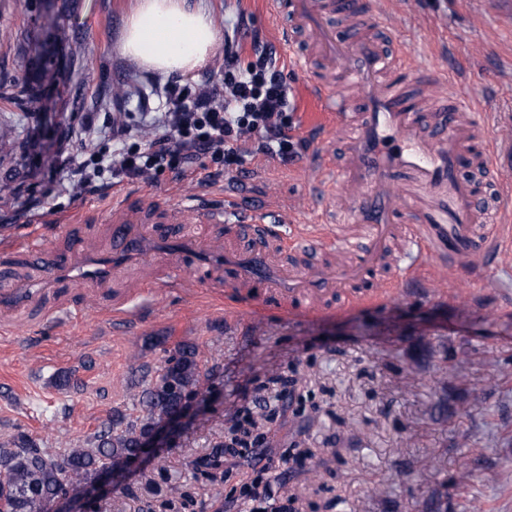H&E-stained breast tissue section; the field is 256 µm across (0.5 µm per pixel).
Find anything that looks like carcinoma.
Listing matches in <instances>:
<instances>
[{
  "label": "carcinoma",
  "instance_id": "obj_1",
  "mask_svg": "<svg viewBox=\"0 0 512 512\" xmlns=\"http://www.w3.org/2000/svg\"><path fill=\"white\" fill-rule=\"evenodd\" d=\"M215 370L204 374L214 375ZM194 347L182 345L164 360L156 378L133 397L135 419L117 412L94 433L86 447L54 455L24 432L0 443V472L9 487L12 512H49V504L69 492L82 495L109 467L137 455L158 424L182 409L198 393L202 376Z\"/></svg>",
  "mask_w": 512,
  "mask_h": 512
}]
</instances>
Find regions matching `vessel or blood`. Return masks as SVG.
I'll return each instance as SVG.
<instances>
[{
    "mask_svg": "<svg viewBox=\"0 0 512 512\" xmlns=\"http://www.w3.org/2000/svg\"><path fill=\"white\" fill-rule=\"evenodd\" d=\"M254 6L280 19L271 40L296 76L299 130L316 144L305 160L311 172L305 189L319 197L326 183L336 184L346 197L344 220L360 227L341 241L352 256L336 270L335 280L354 287L346 304L377 303L409 278L410 269H385L398 222L412 224L407 248L419 263L429 254L457 264L493 252L497 238L471 215L482 191L498 190L499 173L512 168V147L497 146L480 120L462 124L469 97L458 92L418 110L415 101L425 83L437 82V72L423 80L412 72L390 75L386 35L340 36L345 16L373 17L372 0H255ZM82 219L107 224L106 238H75L59 253L30 240L12 247L29 273L0 274L1 313L32 318L50 331L69 309L65 292L79 288L97 311L125 322L136 294L156 293L163 279L173 288L228 280L243 295L280 307L334 292L317 262L284 260L325 250L320 233L297 228L283 236L273 229L276 216L230 196L166 204L155 196L118 195L105 212L86 205ZM192 224L212 225L214 237L190 233ZM227 224L234 227L228 238L221 234ZM378 270L376 289H356Z\"/></svg>",
    "mask_w": 512,
    "mask_h": 512,
    "instance_id": "1",
    "label": "vessel or blood"
}]
</instances>
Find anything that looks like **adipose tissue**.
I'll list each match as a JSON object with an SVG mask.
<instances>
[{"label":"adipose tissue","instance_id":"adipose-tissue-1","mask_svg":"<svg viewBox=\"0 0 512 512\" xmlns=\"http://www.w3.org/2000/svg\"><path fill=\"white\" fill-rule=\"evenodd\" d=\"M220 42L202 7L186 0H141L129 19L123 51L159 74L187 75L203 68Z\"/></svg>","mask_w":512,"mask_h":512}]
</instances>
